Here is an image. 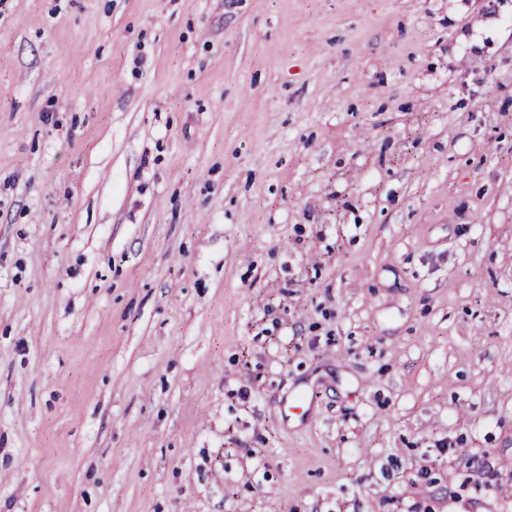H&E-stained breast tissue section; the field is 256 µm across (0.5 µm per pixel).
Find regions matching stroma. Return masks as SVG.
<instances>
[{
  "instance_id": "obj_1",
  "label": "stroma",
  "mask_w": 512,
  "mask_h": 512,
  "mask_svg": "<svg viewBox=\"0 0 512 512\" xmlns=\"http://www.w3.org/2000/svg\"><path fill=\"white\" fill-rule=\"evenodd\" d=\"M0 512H512V0H0Z\"/></svg>"
}]
</instances>
